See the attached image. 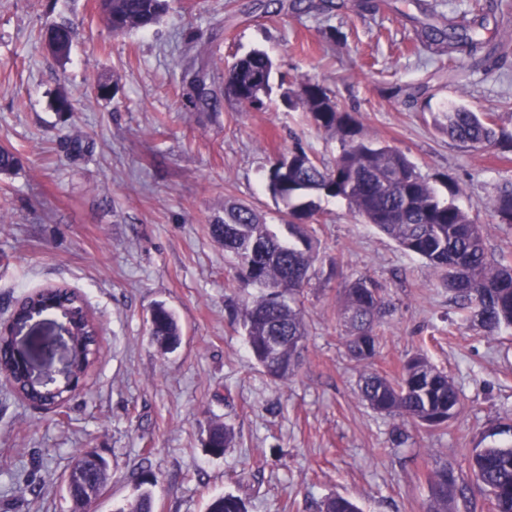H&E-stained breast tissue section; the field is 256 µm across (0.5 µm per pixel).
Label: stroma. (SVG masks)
<instances>
[{"instance_id": "obj_1", "label": "stroma", "mask_w": 512, "mask_h": 512, "mask_svg": "<svg viewBox=\"0 0 512 512\" xmlns=\"http://www.w3.org/2000/svg\"><path fill=\"white\" fill-rule=\"evenodd\" d=\"M268 0H172L161 22L115 35L97 0H0V144L21 165L0 175V326L27 295L55 286L80 294L99 327V355L83 388L45 408L0 379V512H72L61 478L97 450L111 467L98 512H123L142 471H152L154 512H206L217 495L246 512H318L332 495L362 512H427L429 475L454 471L456 512H490L469 469L472 449L512 444V330L489 336L422 258L318 198L310 226L315 274L304 292L307 350L285 381L266 376L247 349L240 308L255 288L235 277L210 235L224 203L252 205L279 237L286 207L267 189L270 167L294 147L333 166L336 136L292 110L282 93L318 80L367 136L404 153L440 198L483 225L491 262L512 264V224L489 206L512 180V151L461 146L435 117L448 105L497 112L512 133V0L488 19L483 40L506 49L484 73L420 44L412 20L470 16L475 0H333L327 14L270 12ZM67 18L76 36L58 60L39 33ZM253 50L274 61L263 109L224 93V69ZM114 96L95 94L99 78ZM217 97L193 107L197 83ZM73 104L57 109L59 97ZM460 192L449 196V184ZM368 279L390 310L368 363L345 347L338 298ZM164 304L182 340L160 354L148 335ZM58 309L13 330L34 380L64 384L69 338ZM425 355L459 390L460 414L427 428L378 413L358 395L363 373L395 375ZM231 427L223 455L207 452L213 423Z\"/></svg>"}]
</instances>
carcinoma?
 <instances>
[{
	"mask_svg": "<svg viewBox=\"0 0 512 512\" xmlns=\"http://www.w3.org/2000/svg\"><path fill=\"white\" fill-rule=\"evenodd\" d=\"M107 21L112 33L127 34L155 26L169 9V0H105ZM494 11L473 15L463 23L448 21L438 26L419 22L418 40L448 50V55L491 59L484 52L481 31ZM74 39L71 25L62 20L45 33L49 51L58 59L69 57ZM271 58L254 51L236 60L224 73L225 93L240 105L260 109L270 96ZM298 105L310 115L315 126L336 136L340 153L334 167L322 168L301 149L291 152L294 167L285 172L274 164L269 170L268 187L288 208V229L294 237L284 242L265 224L260 215L243 204L224 205V218L211 225L213 238L224 245L231 257L236 277L260 290L241 309L242 326L250 353L264 373L274 380L293 374L306 348L307 324L301 297L311 280L318 256L317 243L306 228L316 212L309 198L316 191L347 202L350 212L378 227L404 250L424 258L455 298L470 309L488 335L512 328V265L487 259L482 225L452 201H443L429 180L421 175L406 155L382 146L362 134L360 125L341 109L326 88L308 80L301 86ZM448 137L469 147H499L512 151V134L496 129L484 112L456 106L445 114ZM19 165L17 153L0 146V173L12 172ZM500 222L512 224V182L498 189L490 202ZM50 292L75 319L83 347L95 345V324L85 300L67 288ZM389 311L381 289L359 279L342 289L339 314L346 327L347 349L356 361L373 358L378 348L376 328ZM149 334L157 349L167 354L178 348L181 329L173 313L159 304L151 312ZM29 399L44 405L63 401V389H27L17 381ZM361 399L372 409L402 416L429 428L451 421L457 414L459 392L448 374L436 369L426 358L415 355L401 365L398 378L377 373L361 377ZM233 433L223 424L210 429L209 452L223 453L232 446ZM471 467L478 485L487 493L492 512H512V448H484L471 456ZM109 463L95 451H87L70 469L65 489L79 509L88 492L108 479ZM155 478L142 472L144 489L131 500L126 512H153L149 486ZM430 512H450L460 493L454 471L446 467L432 473ZM207 512H245V505L234 495L210 500ZM322 512H360L356 503L340 495L328 497Z\"/></svg>",
	"mask_w": 512,
	"mask_h": 512,
	"instance_id": "obj_1",
	"label": "carcinoma"
}]
</instances>
